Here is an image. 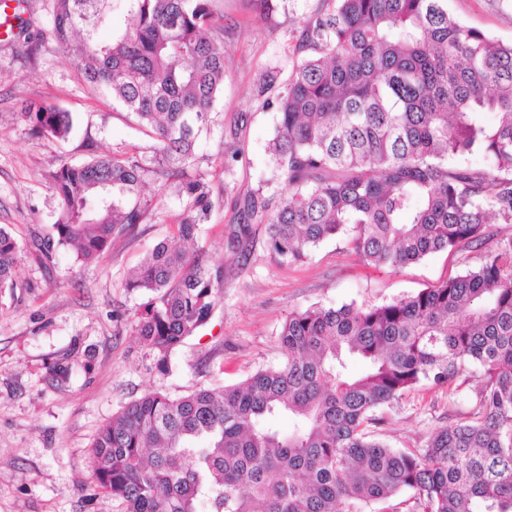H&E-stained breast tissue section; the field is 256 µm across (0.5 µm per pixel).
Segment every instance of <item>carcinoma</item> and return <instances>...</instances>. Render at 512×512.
Listing matches in <instances>:
<instances>
[{"instance_id": "obj_1", "label": "carcinoma", "mask_w": 512, "mask_h": 512, "mask_svg": "<svg viewBox=\"0 0 512 512\" xmlns=\"http://www.w3.org/2000/svg\"><path fill=\"white\" fill-rule=\"evenodd\" d=\"M125 29L108 42L112 0H51L41 37L63 46L90 91L102 89L154 141L136 156L62 164L46 258L73 245L100 258L114 236L143 223L147 175L192 202L173 241L158 243L126 282L151 295L137 336L165 361L210 318L224 266L195 249L215 207L191 179L195 144L224 86V20L209 0H128ZM304 22L306 52L285 82L270 70L255 88L276 109L269 153L286 187L277 201L249 193L241 248L265 226L282 262L351 237L368 264L399 268L475 247L480 264L392 303L310 308L279 334L284 360L244 381L171 398L147 393L98 431L91 485L122 512H512V42L448 13L447 0H328ZM495 121L486 120V114ZM31 130L68 139L71 113L28 105ZM484 156L473 165L468 158ZM19 245L0 226V293L16 287ZM362 360L366 371L349 372ZM476 369L472 409L419 448H392L375 410L421 386L441 389ZM293 420L281 432L280 415Z\"/></svg>"}]
</instances>
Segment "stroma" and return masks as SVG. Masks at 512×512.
I'll return each mask as SVG.
<instances>
[{
	"label": "stroma",
	"mask_w": 512,
	"mask_h": 512,
	"mask_svg": "<svg viewBox=\"0 0 512 512\" xmlns=\"http://www.w3.org/2000/svg\"><path fill=\"white\" fill-rule=\"evenodd\" d=\"M467 25L512 41V0H447ZM224 19V88L212 122L197 142L188 174L203 179L220 206L199 224L197 243L224 267V288L210 321L159 359L134 333L148 294L125 282L154 245L172 236L188 197L148 182L143 224L117 235L97 260H78L74 247L41 258L34 242L53 235L58 199L47 173L98 155L152 156L150 137L104 93H89L76 64L39 37L50 22L49 0H22L28 24L0 39V224L18 241L17 286L0 295V512H121L111 495L90 484L92 443L122 406L148 392L172 397L244 380L282 359L278 334L288 316L315 306H373L441 283L481 260L478 250L437 252L399 269L367 265L341 236L290 265L272 254L263 228L242 250L228 248L243 197L279 196L267 146L276 114L254 88L264 70L288 76L301 56L296 45L305 20L323 0H278L264 16L253 0H209ZM71 112L68 140L34 136L17 118L29 104ZM238 160H231L235 149ZM69 366L67 378L54 375ZM475 378L455 393L420 389L381 407L376 431L395 448L421 447L428 435L471 407Z\"/></svg>",
	"instance_id": "1"
}]
</instances>
